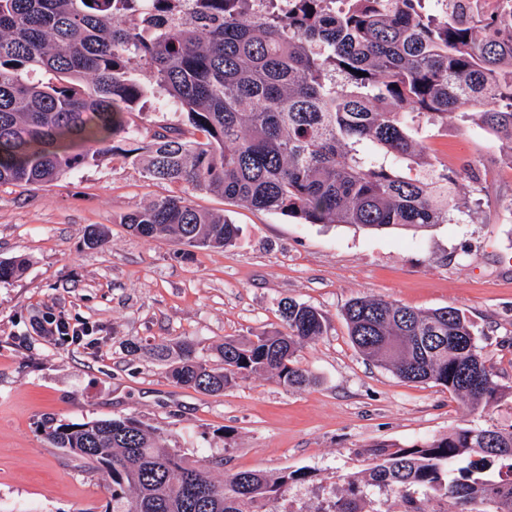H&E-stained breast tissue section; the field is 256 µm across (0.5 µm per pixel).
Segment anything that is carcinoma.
I'll return each mask as SVG.
<instances>
[{
	"label": "carcinoma",
	"mask_w": 512,
	"mask_h": 512,
	"mask_svg": "<svg viewBox=\"0 0 512 512\" xmlns=\"http://www.w3.org/2000/svg\"><path fill=\"white\" fill-rule=\"evenodd\" d=\"M470 0H0V185H50L117 154L183 194L126 215L137 237L224 249L239 226L193 205L197 192L307 224L424 232L473 217L461 175L433 162L422 130L468 122L512 141V0L494 12ZM51 74L58 82H45ZM185 115L143 135L149 97ZM283 329L224 338L222 366L190 340L169 375L218 393L268 374L310 382L298 352L324 333L313 306L279 305ZM344 317L353 345L403 381L435 382L485 410L505 391L456 307L428 312L357 298ZM46 438L112 479V512H304L288 489L304 468L212 477L217 461L158 445L133 417L48 427ZM320 512H382L367 488L392 491L402 512L453 500L455 512H512V424L467 426L402 448L369 449Z\"/></svg>",
	"instance_id": "1"
}]
</instances>
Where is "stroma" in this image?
<instances>
[{
	"mask_svg": "<svg viewBox=\"0 0 512 512\" xmlns=\"http://www.w3.org/2000/svg\"><path fill=\"white\" fill-rule=\"evenodd\" d=\"M505 140L449 121L433 140L437 160L477 186L470 223L417 235L349 224H306L197 194L202 210L241 227L225 249H186L132 235L121 219L169 194L139 166L114 156L48 187L0 185V260L24 272L0 282V512H108L106 469L82 467L50 447L55 423L132 416L164 447L225 472L275 475L308 469L290 499L315 512L372 462L379 442L407 447L465 426L512 423V403L485 412L433 382L411 383L366 360L343 317L353 299L376 296L429 311L452 306L473 323L497 381L512 387V166ZM488 194H480V186ZM105 231L99 248L86 228ZM293 299L322 311L323 336L298 360L312 381L289 388L255 375L213 395L180 387L153 346L190 339L211 366L228 336L282 327L279 305ZM84 326L64 339L44 332L47 317Z\"/></svg>",
	"mask_w": 512,
	"mask_h": 512,
	"instance_id": "35a3bbf8",
	"label": "stroma"
}]
</instances>
